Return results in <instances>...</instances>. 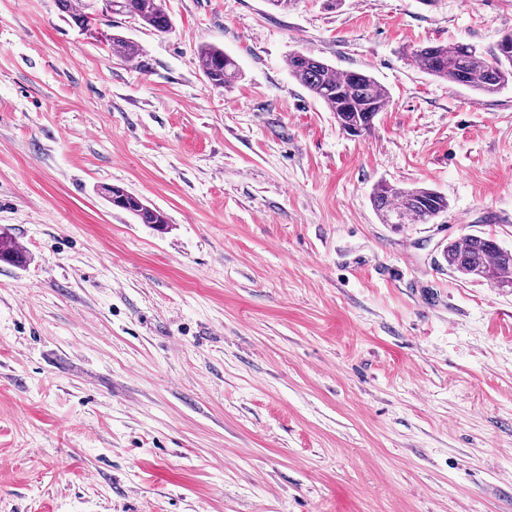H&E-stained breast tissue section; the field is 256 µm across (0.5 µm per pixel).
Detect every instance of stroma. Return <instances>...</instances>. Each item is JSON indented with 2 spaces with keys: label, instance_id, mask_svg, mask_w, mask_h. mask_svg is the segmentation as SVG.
<instances>
[{
  "label": "stroma",
  "instance_id": "35a3bbf8",
  "mask_svg": "<svg viewBox=\"0 0 512 512\" xmlns=\"http://www.w3.org/2000/svg\"><path fill=\"white\" fill-rule=\"evenodd\" d=\"M166 3L167 34L112 15L136 63L56 0H0V231L28 256L0 262V512H512V288L440 257L512 249V86L412 58L492 51L512 0ZM292 52L388 88L370 135ZM380 181L448 211L380 223ZM418 68L431 76L475 92L491 95L512 85V33L485 55L471 43H428L412 50ZM198 68L214 88H230L240 78L237 60L218 45H206L197 51ZM108 201L115 207L132 214L139 224H149L163 229L168 224V218L164 212L150 207L143 200L119 186L103 188Z\"/></svg>",
  "mask_w": 512,
  "mask_h": 512
}]
</instances>
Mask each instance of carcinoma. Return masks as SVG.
Instances as JSON below:
<instances>
[{"mask_svg":"<svg viewBox=\"0 0 512 512\" xmlns=\"http://www.w3.org/2000/svg\"><path fill=\"white\" fill-rule=\"evenodd\" d=\"M61 12L67 14L81 30L100 34V42L115 49L128 62L143 53L140 44L120 33L98 28L104 14L93 8V0H57ZM112 12L124 14L159 34L173 29L166 0H112ZM418 68L431 76L470 90L491 95L512 85V33L502 37L497 47L485 55L471 43H428L412 50ZM198 68L214 88H230L240 78L237 60L218 45H206L197 51ZM286 67L293 78L313 97L336 115L342 131L350 136L368 135L375 119L385 111L390 94L373 76L356 70L342 73L325 61L300 52L288 54ZM108 201L132 214L139 223L164 228L168 218L164 212L119 186L104 188ZM372 204L381 223L399 227L403 224H432L448 212V198L427 186L394 187L378 183L372 191ZM448 270L464 279H483L501 287H512V250L501 247L491 237L466 235L448 243L442 251ZM25 258L13 237L0 234V260L20 264Z\"/></svg>","mask_w":512,"mask_h":512,"instance_id":"1","label":"carcinoma"}]
</instances>
